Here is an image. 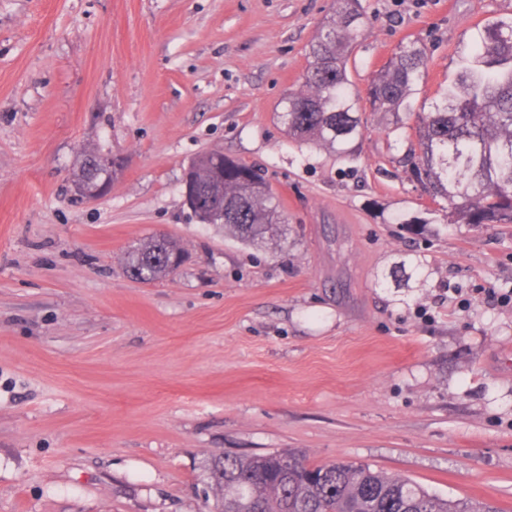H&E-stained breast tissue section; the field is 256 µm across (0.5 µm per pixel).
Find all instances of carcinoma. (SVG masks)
<instances>
[{
    "instance_id": "carcinoma-1",
    "label": "carcinoma",
    "mask_w": 512,
    "mask_h": 512,
    "mask_svg": "<svg viewBox=\"0 0 512 512\" xmlns=\"http://www.w3.org/2000/svg\"><path fill=\"white\" fill-rule=\"evenodd\" d=\"M359 0H337L311 43L305 92L282 101L288 136L349 156L361 136L359 97L350 87L349 54L364 33ZM427 64L417 41L399 47L367 92L371 108L393 116L407 108ZM406 155L423 193L444 201L446 223L482 227L512 224V16L477 27L462 51L455 78L440 99L418 114ZM76 193L91 197L96 183L85 173ZM189 179L197 188L193 210L201 224L222 226L237 239L258 245L284 239L288 217L263 176L222 153L193 160ZM224 200L212 211L210 196ZM182 255L176 242L152 237L128 252L127 274L151 282L173 273ZM211 479L224 512H500L491 503L444 498L420 484L345 461L312 464L294 452L226 457L212 465Z\"/></svg>"
}]
</instances>
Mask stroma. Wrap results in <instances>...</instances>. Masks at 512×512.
<instances>
[{"mask_svg": "<svg viewBox=\"0 0 512 512\" xmlns=\"http://www.w3.org/2000/svg\"><path fill=\"white\" fill-rule=\"evenodd\" d=\"M360 4L344 157L277 117L336 0H0V512H206L212 459L288 449L512 512V303L485 297L512 292V228L443 223L395 129L512 0ZM412 40L409 110L371 111ZM91 151L124 168L76 201ZM207 151L265 174L285 244L197 221ZM159 235L184 264L129 278ZM426 64V49L418 41L400 46L368 88L371 108L398 117L417 91Z\"/></svg>", "mask_w": 512, "mask_h": 512, "instance_id": "1", "label": "stroma"}]
</instances>
